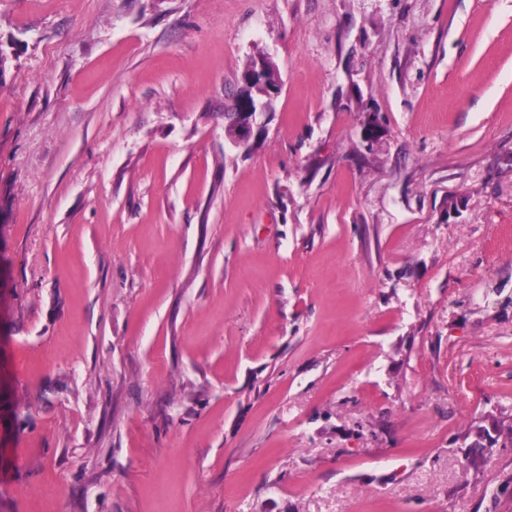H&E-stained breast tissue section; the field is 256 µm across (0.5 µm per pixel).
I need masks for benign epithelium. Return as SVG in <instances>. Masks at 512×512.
<instances>
[{"instance_id": "benign-epithelium-1", "label": "benign epithelium", "mask_w": 512, "mask_h": 512, "mask_svg": "<svg viewBox=\"0 0 512 512\" xmlns=\"http://www.w3.org/2000/svg\"><path fill=\"white\" fill-rule=\"evenodd\" d=\"M271 80H276V76L272 62L267 58L250 64L243 71L241 90L224 109L225 135L235 146L248 148L251 140L265 127L268 111L246 90L263 87Z\"/></svg>"}]
</instances>
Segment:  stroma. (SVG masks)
<instances>
[{
    "mask_svg": "<svg viewBox=\"0 0 512 512\" xmlns=\"http://www.w3.org/2000/svg\"><path fill=\"white\" fill-rule=\"evenodd\" d=\"M503 423L512 0H0V512H512ZM271 80L275 82L279 92L280 85L274 67L267 58L262 62L250 63L243 71L241 90L224 109L225 135L236 147L248 148L251 140L265 127L266 116L270 113L245 90L264 87Z\"/></svg>",
    "mask_w": 512,
    "mask_h": 512,
    "instance_id": "35a3bbf8",
    "label": "stroma"
}]
</instances>
